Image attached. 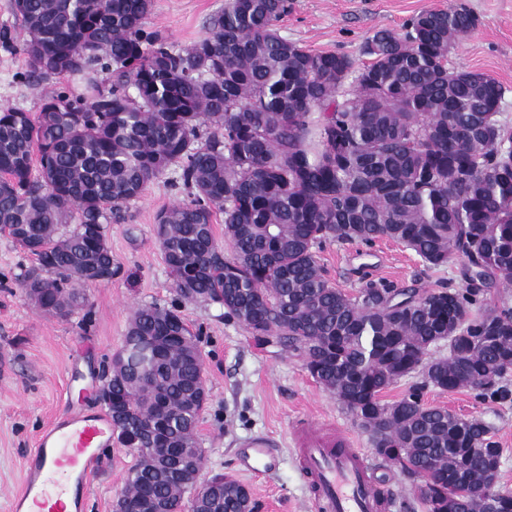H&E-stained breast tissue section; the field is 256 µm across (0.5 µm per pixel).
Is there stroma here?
<instances>
[{"label":"stroma","instance_id":"stroma-1","mask_svg":"<svg viewBox=\"0 0 512 512\" xmlns=\"http://www.w3.org/2000/svg\"><path fill=\"white\" fill-rule=\"evenodd\" d=\"M280 28L288 40L313 52L336 51L364 61V46L373 31L402 30L426 9L454 4L478 19L475 31L449 55L453 67L478 70L506 89L503 121L512 127V0H288ZM224 0H153L151 29L168 41L187 45L207 34L209 18ZM13 40L0 45V106L38 112L42 97L64 87L58 78L23 80L19 73L24 31L0 0V28ZM167 178L151 184L144 196L112 223L109 242L119 272L111 281L86 290L90 321L45 314L14 288L11 278L30 259L10 239L0 236V512L21 491L27 460L42 430L68 410L101 411L95 398L104 358L121 349L133 310L141 305H169L172 282L155 231V215L183 201ZM330 280L347 292L366 281L385 280L397 287L435 289L459 286V265L427 268L402 245L380 240L373 245L329 241L319 253ZM181 314L198 334L209 399L198 422L204 450L203 478L229 474L245 484L255 512H312L307 482L294 455L290 428L296 421L317 419L348 432L369 448L367 435L335 397L316 384L301 361L278 346H260L219 305L187 302ZM426 402L464 417H479L503 450L500 485L512 490V396L504 402L479 399L463 390L443 393L429 387ZM257 435L278 444L279 463L269 474L247 471L242 443ZM135 453L113 442L102 448L89 485L87 512H112ZM374 479L393 495L390 512H426L415 482L397 466L374 460Z\"/></svg>","mask_w":512,"mask_h":512}]
</instances>
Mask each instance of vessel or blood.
Masks as SVG:
<instances>
[{
    "mask_svg": "<svg viewBox=\"0 0 512 512\" xmlns=\"http://www.w3.org/2000/svg\"><path fill=\"white\" fill-rule=\"evenodd\" d=\"M111 438L105 413L75 411L56 418L38 438L11 512H84L97 450ZM292 443L310 479L314 512H387L391 496L377 486L370 457L349 434L310 420L293 425ZM244 460L272 469V441L257 437L247 442Z\"/></svg>",
    "mask_w": 512,
    "mask_h": 512,
    "instance_id": "1",
    "label": "vessel or blood"
}]
</instances>
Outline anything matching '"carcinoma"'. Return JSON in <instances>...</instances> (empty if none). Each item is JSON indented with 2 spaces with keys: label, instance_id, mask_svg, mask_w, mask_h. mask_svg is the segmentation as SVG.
<instances>
[{
  "label": "carcinoma",
  "instance_id": "cac0c4a2",
  "mask_svg": "<svg viewBox=\"0 0 512 512\" xmlns=\"http://www.w3.org/2000/svg\"><path fill=\"white\" fill-rule=\"evenodd\" d=\"M25 39L21 77L80 78L38 113L0 107V235L32 262L14 282L44 313L67 319L85 287L112 280L110 220L172 171L187 200L155 216L173 288L170 306L136 308L123 344L159 336L154 367L110 381L137 432L157 397L169 436L196 428L202 407L188 380L200 353L182 302L215 303L259 345L274 340L368 434L382 459L421 480L427 512H512L492 493L502 449L489 426L422 391L474 390L495 400L512 372V306L488 303L512 283V129L504 86L448 66L477 27L468 10L413 16L405 32L374 31L365 64L312 53L280 33L288 0H224L208 34L176 47L147 28L152 0H13ZM112 75L105 88L99 73ZM224 215L230 253L215 240ZM386 239L429 268L459 261L464 287L397 288L368 281L355 294L331 283L328 241ZM448 349L435 356L439 345ZM422 384L387 402L412 375ZM179 506L190 491L137 452L125 482ZM227 487L211 512H238Z\"/></svg>",
  "mask_w": 512,
  "mask_h": 512
}]
</instances>
